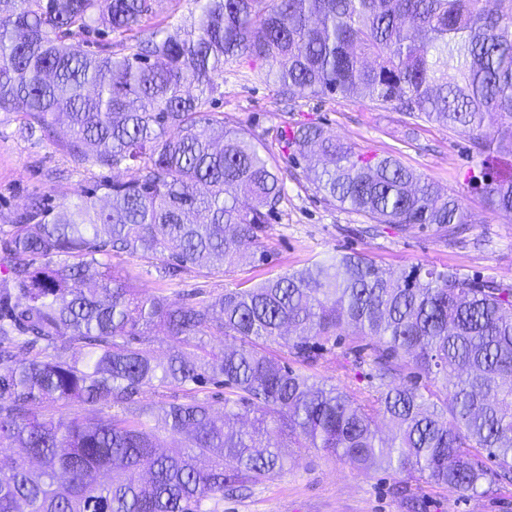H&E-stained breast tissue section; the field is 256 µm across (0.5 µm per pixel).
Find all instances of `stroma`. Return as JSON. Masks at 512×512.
<instances>
[{
	"label": "stroma",
	"instance_id": "obj_1",
	"mask_svg": "<svg viewBox=\"0 0 512 512\" xmlns=\"http://www.w3.org/2000/svg\"><path fill=\"white\" fill-rule=\"evenodd\" d=\"M218 106L227 125L244 129L263 145L269 163L282 172L285 197L270 221L261 247L243 249V260L206 276L188 271L174 280L158 275L159 259L123 258V274L141 293H164L179 303L192 288L216 296L237 285H252L319 260L359 252L401 272L414 265L450 267L466 275L489 276L512 285V213L488 207L482 193L466 181L476 166L468 155L470 136L458 127L410 125L401 112L379 107L370 98H287L249 66L224 69ZM316 123L367 154L392 155L423 178L459 197L471 214L463 242L446 243L429 229L401 234L388 224H370L363 215L327 205L305 179L289 171L287 150L278 139L284 126ZM65 129L46 136L22 132L18 117L0 112V225L11 223L33 194L51 203L78 202L96 171L73 174L60 148ZM314 381L357 394L370 390L367 365L344 355L328 356L311 368ZM286 469L254 485L249 494L228 497L217 512H512V483L466 496L430 485L416 491L415 505L393 492L398 474H369L315 449L287 448Z\"/></svg>",
	"mask_w": 512,
	"mask_h": 512
}]
</instances>
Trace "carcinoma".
I'll return each mask as SVG.
<instances>
[{
    "instance_id": "cac0c4a2",
    "label": "carcinoma",
    "mask_w": 512,
    "mask_h": 512,
    "mask_svg": "<svg viewBox=\"0 0 512 512\" xmlns=\"http://www.w3.org/2000/svg\"><path fill=\"white\" fill-rule=\"evenodd\" d=\"M189 23L143 36L150 0H0V112L51 133L74 171L133 170L76 204L36 195L0 226V512H215L224 493L287 465L272 424L411 494L512 483V286L414 265L396 276L360 253L313 262L208 301L144 296L114 258L161 255L159 273L230 266L266 238L284 185L262 145L224 126V65L283 95H368L413 120L472 131L488 205L512 213V0H195ZM85 36L89 50L72 49ZM300 176L330 205L405 233L448 238L471 215L397 159L323 126L285 131ZM93 266L98 287H86ZM158 328L166 362L144 347ZM206 336L234 341L215 350ZM355 336L368 395L314 382ZM286 339L287 357L266 350ZM173 386L144 404V388ZM224 389V412L203 391ZM86 407L55 417L51 405ZM255 413L251 429L237 426ZM161 427L175 450L164 452Z\"/></svg>"
}]
</instances>
